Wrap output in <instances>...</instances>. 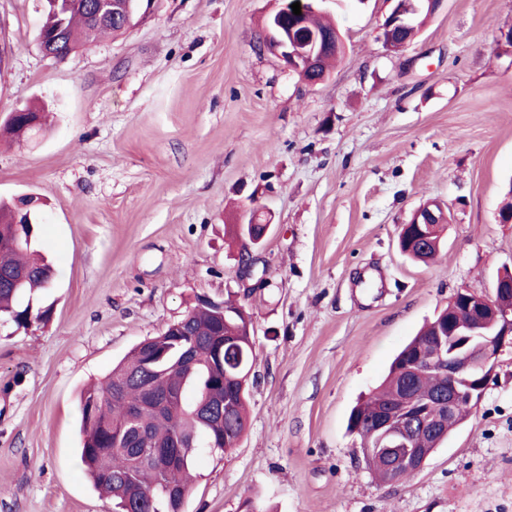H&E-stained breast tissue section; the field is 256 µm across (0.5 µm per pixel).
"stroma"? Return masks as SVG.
Wrapping results in <instances>:
<instances>
[{"label":"stroma","instance_id":"1","mask_svg":"<svg viewBox=\"0 0 512 512\" xmlns=\"http://www.w3.org/2000/svg\"><path fill=\"white\" fill-rule=\"evenodd\" d=\"M274 0H154L121 35L66 59L37 41L41 0H0V198L45 201L57 276L47 323L0 329V512H111L80 463L79 399L136 344L205 299L252 318L247 428L202 452L184 512H512V348L470 417L380 483L347 430L397 353L457 290L512 267V0H445L388 50L389 0H320L344 49L308 86L258 37ZM435 260L397 245L427 201ZM270 224L251 274L225 233ZM16 110H20L22 112H16ZM16 114L10 117V120L8 118L5 133L10 135L12 134L13 137H16L15 130L13 129L15 126L22 127L26 125L29 122H34V128H32L28 133H36L41 125L43 117L41 115V112L36 111L35 109L31 107H23L19 109H15ZM27 133V134H28Z\"/></svg>","mask_w":512,"mask_h":512}]
</instances>
